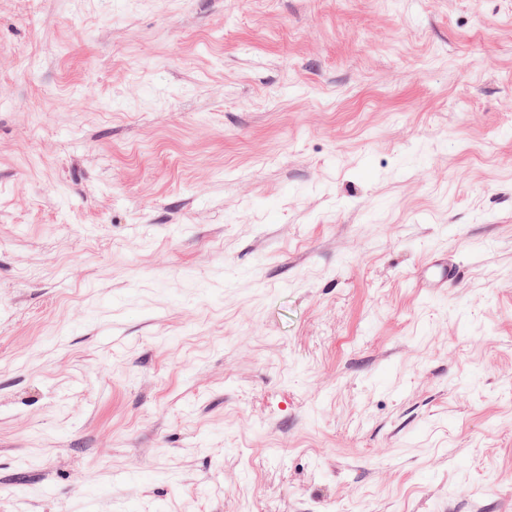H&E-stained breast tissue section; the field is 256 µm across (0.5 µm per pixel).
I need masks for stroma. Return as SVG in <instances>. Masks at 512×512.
I'll return each instance as SVG.
<instances>
[{
  "label": "stroma",
  "mask_w": 512,
  "mask_h": 512,
  "mask_svg": "<svg viewBox=\"0 0 512 512\" xmlns=\"http://www.w3.org/2000/svg\"><path fill=\"white\" fill-rule=\"evenodd\" d=\"M0 512H512V0H0Z\"/></svg>",
  "instance_id": "1"
}]
</instances>
